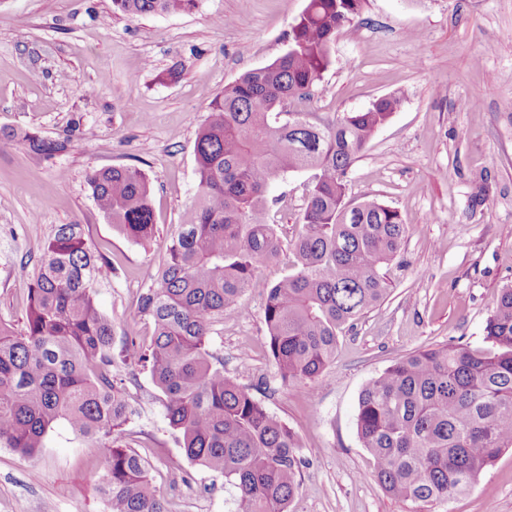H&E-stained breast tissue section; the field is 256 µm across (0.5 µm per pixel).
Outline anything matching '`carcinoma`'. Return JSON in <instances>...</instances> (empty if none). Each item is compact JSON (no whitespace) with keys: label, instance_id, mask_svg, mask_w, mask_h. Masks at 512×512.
Segmentation results:
<instances>
[{"label":"carcinoma","instance_id":"obj_1","mask_svg":"<svg viewBox=\"0 0 512 512\" xmlns=\"http://www.w3.org/2000/svg\"><path fill=\"white\" fill-rule=\"evenodd\" d=\"M197 0H112L130 17L189 11ZM367 0H308L288 35V50L249 70L211 104L195 145L198 191L138 298L150 338L124 337L120 349L146 367L163 394L170 427L186 456L224 476L234 512H288L304 459L297 433L224 373L208 339L224 328V309L255 287L260 267L279 259L268 189L280 175L307 171L311 182L289 242L293 263L264 288L269 352L283 383L319 386L340 333L381 302V264L400 250L407 225L375 199L347 200V173L375 132L400 106L399 94L326 122L285 112L309 100L330 64L336 34ZM33 154L49 158L68 141L22 130ZM87 184L110 224L135 242L154 236L151 188L136 166L92 170ZM28 280L26 331L0 323V445L30 455L64 420L105 449L99 490L110 512H168L151 486L126 426L134 410L112 377L111 320L98 289L112 264L84 240L80 225L60 224ZM487 348L455 343L407 354L362 389L357 435L388 495L427 507L467 490L512 448V287L493 301Z\"/></svg>","mask_w":512,"mask_h":512}]
</instances>
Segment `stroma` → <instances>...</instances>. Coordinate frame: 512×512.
<instances>
[{
    "instance_id": "obj_1",
    "label": "stroma",
    "mask_w": 512,
    "mask_h": 512,
    "mask_svg": "<svg viewBox=\"0 0 512 512\" xmlns=\"http://www.w3.org/2000/svg\"><path fill=\"white\" fill-rule=\"evenodd\" d=\"M306 0H198L182 13L136 18L112 0H0V322L25 329L22 264H36L61 224L81 225L112 261L97 295L113 342L148 337L137 312L167 240L197 192L194 143L225 85L270 64ZM419 40H410V31ZM400 108L347 174L348 197L396 208L407 234L383 268L388 295L339 336L318 388L282 383L266 340L262 287L289 271L263 266L261 284L224 313L209 349L300 436L306 466L289 512H415L374 480L356 432L365 384L425 348L484 343L492 303L512 287V0H368L342 29L315 96L293 112L336 119L382 96ZM11 129L68 140L43 159ZM136 166L152 189L156 234L134 242L108 223L86 182L91 169ZM305 172L269 194L282 240L297 231ZM135 414L127 430L169 512H233L223 476L187 458L148 370L114 360ZM102 448L59 423L30 456L0 446V512H107L96 478ZM433 512H512V450L465 493Z\"/></svg>"
}]
</instances>
